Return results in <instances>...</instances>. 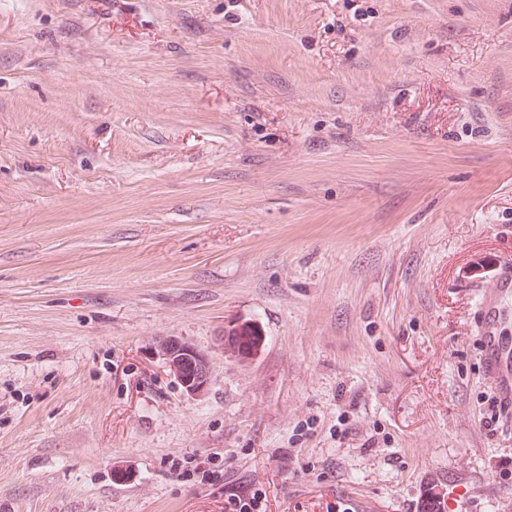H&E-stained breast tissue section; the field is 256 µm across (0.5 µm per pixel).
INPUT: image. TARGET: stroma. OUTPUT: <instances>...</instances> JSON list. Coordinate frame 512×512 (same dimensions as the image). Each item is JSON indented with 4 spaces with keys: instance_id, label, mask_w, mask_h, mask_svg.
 Masks as SVG:
<instances>
[{
    "instance_id": "stroma-1",
    "label": "stroma",
    "mask_w": 512,
    "mask_h": 512,
    "mask_svg": "<svg viewBox=\"0 0 512 512\" xmlns=\"http://www.w3.org/2000/svg\"><path fill=\"white\" fill-rule=\"evenodd\" d=\"M507 259L512 0H0V512H512ZM500 298L512 299V269L510 264L502 267L495 287L482 297L479 312L485 327L480 336L485 373L496 385L499 402L512 410V336H507L502 328L506 315L497 305ZM159 355L162 357L169 372L178 378L187 395L191 397L203 396L208 390L211 373L207 357L192 345L176 339H167L160 342ZM192 355L197 360V370L189 376L184 374V365ZM268 497L267 491L263 488H257L251 497H240L231 495L224 502L225 512H261L257 511L262 506V501H266Z\"/></svg>"
}]
</instances>
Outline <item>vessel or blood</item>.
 Wrapping results in <instances>:
<instances>
[{"label": "vessel or blood", "instance_id": "1", "mask_svg": "<svg viewBox=\"0 0 512 512\" xmlns=\"http://www.w3.org/2000/svg\"><path fill=\"white\" fill-rule=\"evenodd\" d=\"M512 299V268L504 267L497 276L489 294L483 296L479 312L485 327L480 338L485 373L496 385L501 405L512 410V336L506 335L502 325L506 319L497 301Z\"/></svg>", "mask_w": 512, "mask_h": 512}]
</instances>
